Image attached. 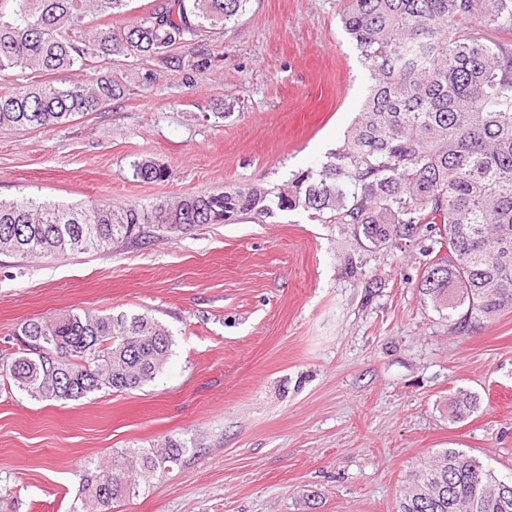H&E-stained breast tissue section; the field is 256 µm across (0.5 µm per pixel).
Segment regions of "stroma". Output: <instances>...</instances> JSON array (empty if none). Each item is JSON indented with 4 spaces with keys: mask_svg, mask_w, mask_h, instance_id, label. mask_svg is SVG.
Returning <instances> with one entry per match:
<instances>
[{
    "mask_svg": "<svg viewBox=\"0 0 512 512\" xmlns=\"http://www.w3.org/2000/svg\"><path fill=\"white\" fill-rule=\"evenodd\" d=\"M342 0H248L169 60L114 55L127 92L46 129L0 128V199L143 208L285 187L343 140L369 73ZM193 60L200 69H190ZM168 170L145 182L134 167ZM427 241L360 249L295 209L55 258L0 254V362L22 323L147 313L171 332L153 382L65 404L0 380V512H396L407 475L457 448L512 471V312L458 335L417 286ZM465 387L479 409L448 418ZM185 444L181 465L103 508L92 462Z\"/></svg>",
    "mask_w": 512,
    "mask_h": 512,
    "instance_id": "stroma-1",
    "label": "stroma"
}]
</instances>
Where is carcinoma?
Instances as JSON below:
<instances>
[{"label": "carcinoma", "instance_id": "cac0c4a2", "mask_svg": "<svg viewBox=\"0 0 512 512\" xmlns=\"http://www.w3.org/2000/svg\"><path fill=\"white\" fill-rule=\"evenodd\" d=\"M131 0H0V81L92 66L111 55L169 57L171 50L239 16L248 0H162L125 33L87 18L124 13ZM341 23L370 74V85L342 144L298 176L289 191L229 188L151 209L130 204L65 206L0 200V254L20 259L101 251L174 233L189 224H229L241 214L271 217L302 208L340 224L373 248H398L420 235L446 250L428 264L418 292L468 334L512 311V50L485 30H512V0H346ZM125 94L101 77L0 90V127L42 129L95 112ZM144 181L170 173L145 161ZM179 213L182 226L167 227ZM5 376L38 401H76L107 389H138L171 355L165 325L148 314L89 310L29 320ZM457 388L452 417L478 410ZM186 447L132 448L108 467L85 470V498L106 507L139 481L178 465ZM397 512H512V472L497 473L463 450L446 448L409 475Z\"/></svg>", "mask_w": 512, "mask_h": 512}]
</instances>
